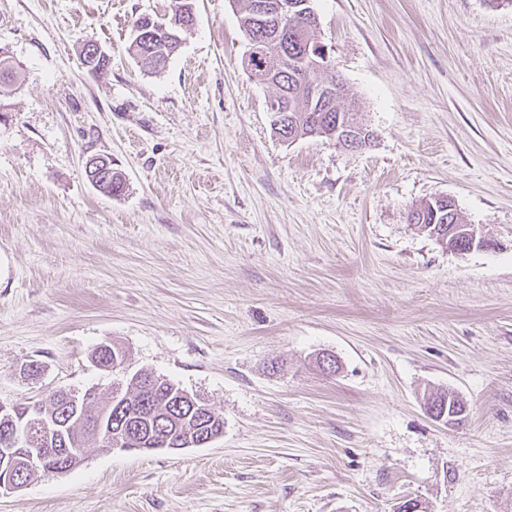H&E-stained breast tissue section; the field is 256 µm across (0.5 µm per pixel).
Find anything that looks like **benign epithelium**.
Listing matches in <instances>:
<instances>
[{
  "label": "benign epithelium",
  "instance_id": "benign-epithelium-1",
  "mask_svg": "<svg viewBox=\"0 0 512 512\" xmlns=\"http://www.w3.org/2000/svg\"><path fill=\"white\" fill-rule=\"evenodd\" d=\"M257 25L267 23L276 26L277 31L286 32L294 24L296 18L308 20L316 18L310 6V0H278L276 11L272 14L266 12V4H256ZM248 50L246 60L254 63L261 57L262 38L258 31L247 34ZM305 71L310 77L309 97L312 100L324 102L334 95L344 97L343 82L334 74H328L330 64L328 55L321 48L307 49L302 54ZM371 133L358 123L336 120V142L346 147L360 149L370 140ZM86 173L92 182L100 177H112V163L93 157L86 162ZM494 245L482 230L471 225L455 223L448 227V249L460 254L472 251H481ZM58 394L67 407L79 414L82 405L92 398V394L80 396L67 390H60ZM69 422L61 420H43L38 425L30 423H16L13 425L4 447L0 448V494L16 491L23 487L17 476L20 466L35 470H46L50 474L65 473L84 459L80 448L68 447L66 434ZM183 447L202 446L215 440L196 427L186 431L182 437ZM105 444L113 448H126L139 446L138 437L134 433H123L112 436L107 433Z\"/></svg>",
  "mask_w": 512,
  "mask_h": 512
}]
</instances>
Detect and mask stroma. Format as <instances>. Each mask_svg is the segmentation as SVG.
Returning <instances> with one entry per match:
<instances>
[{
	"label": "stroma",
	"mask_w": 512,
	"mask_h": 512,
	"mask_svg": "<svg viewBox=\"0 0 512 512\" xmlns=\"http://www.w3.org/2000/svg\"><path fill=\"white\" fill-rule=\"evenodd\" d=\"M173 6L0 0L21 67L0 88V401L105 398L146 371L224 435L91 450L0 512H512V5L312 0L363 149L274 134L239 0H193L178 51L144 72L133 22ZM89 40L105 73L82 63ZM95 155L122 193L88 180ZM442 195L495 248L409 223ZM106 341L123 367L93 362ZM434 388L467 403L461 426L426 413Z\"/></svg>",
	"instance_id": "stroma-1"
}]
</instances>
